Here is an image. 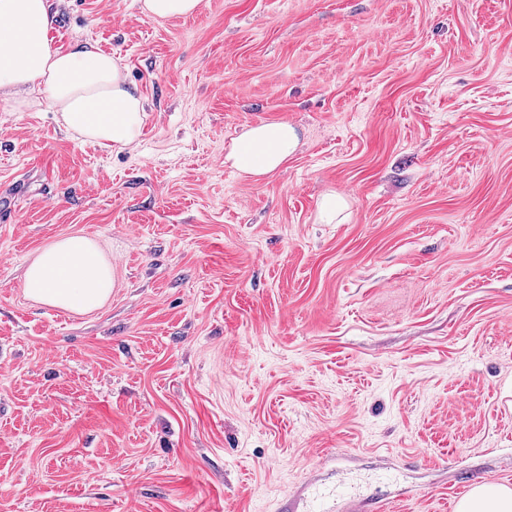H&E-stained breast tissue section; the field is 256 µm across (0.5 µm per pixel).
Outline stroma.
Masks as SVG:
<instances>
[{
  "instance_id": "stroma-1",
  "label": "stroma",
  "mask_w": 512,
  "mask_h": 512,
  "mask_svg": "<svg viewBox=\"0 0 512 512\" xmlns=\"http://www.w3.org/2000/svg\"><path fill=\"white\" fill-rule=\"evenodd\" d=\"M144 100L104 149L0 105V512H454L512 488V0H55ZM299 144L224 162L259 122ZM347 202L317 219L320 197ZM83 235L99 308L31 299ZM200 0H139L142 14L150 19L190 16L198 11ZM298 146L288 120L260 123L234 140L225 161L240 174L258 180L281 169Z\"/></svg>"
}]
</instances>
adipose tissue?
I'll return each mask as SVG.
<instances>
[{
  "instance_id": "ef3b65f1",
  "label": "adipose tissue",
  "mask_w": 512,
  "mask_h": 512,
  "mask_svg": "<svg viewBox=\"0 0 512 512\" xmlns=\"http://www.w3.org/2000/svg\"><path fill=\"white\" fill-rule=\"evenodd\" d=\"M56 15L52 0H0V102L17 112L49 106L67 130L105 149L131 145L146 118L142 98L119 60L95 44L54 46L49 32ZM297 146L288 121L261 123L234 140L226 160L258 180L284 167ZM25 287L35 301L89 312L108 299L112 274L91 239L71 235L28 266ZM456 512H512V490L477 486Z\"/></svg>"
}]
</instances>
